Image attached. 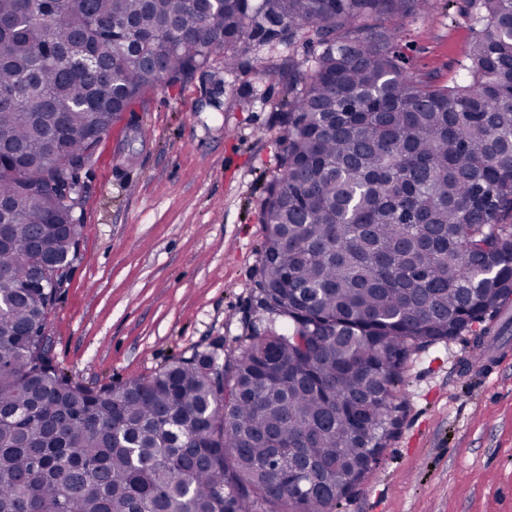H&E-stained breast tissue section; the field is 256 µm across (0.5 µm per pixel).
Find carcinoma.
Segmentation results:
<instances>
[{"mask_svg": "<svg viewBox=\"0 0 512 512\" xmlns=\"http://www.w3.org/2000/svg\"><path fill=\"white\" fill-rule=\"evenodd\" d=\"M428 0H0V512H334L379 462L406 362L512 300V0H470L461 79L410 74L396 34ZM391 26L353 35L362 18ZM316 28L288 77L286 142L260 220L269 327L237 355L174 356L90 388L44 336L67 281L63 189L147 90L254 39ZM74 223L72 232H33Z\"/></svg>", "mask_w": 512, "mask_h": 512, "instance_id": "carcinoma-1", "label": "carcinoma"}]
</instances>
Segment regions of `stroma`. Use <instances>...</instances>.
Wrapping results in <instances>:
<instances>
[{
	"label": "stroma",
	"instance_id": "1",
	"mask_svg": "<svg viewBox=\"0 0 512 512\" xmlns=\"http://www.w3.org/2000/svg\"><path fill=\"white\" fill-rule=\"evenodd\" d=\"M468 0H433L398 36L407 70L451 84L471 40ZM322 46L252 43L235 73L224 53L146 91L100 141L83 174L79 256L44 334L85 386L153 374L173 356L237 354L264 331L255 282L261 205L285 147L284 82ZM471 334L407 364V411L373 471L338 512H512V303Z\"/></svg>",
	"mask_w": 512,
	"mask_h": 512
}]
</instances>
